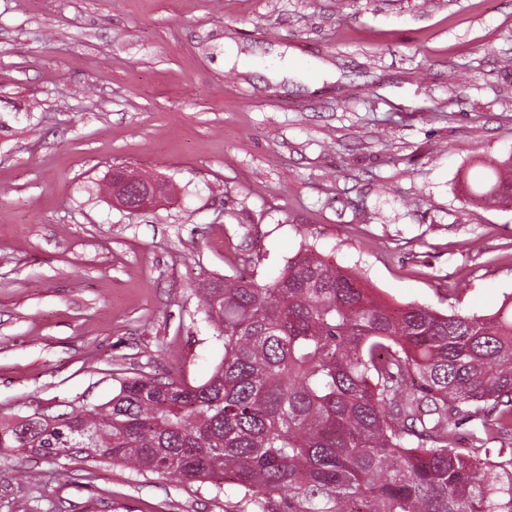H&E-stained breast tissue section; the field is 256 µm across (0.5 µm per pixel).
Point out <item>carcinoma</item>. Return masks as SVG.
<instances>
[{"label":"carcinoma","mask_w":512,"mask_h":512,"mask_svg":"<svg viewBox=\"0 0 512 512\" xmlns=\"http://www.w3.org/2000/svg\"><path fill=\"white\" fill-rule=\"evenodd\" d=\"M481 204L512 201V156ZM224 357L198 386L0 417V450L235 487L232 512H512V297L489 314L378 298L306 253L269 284L207 277Z\"/></svg>","instance_id":"cac0c4a2"}]
</instances>
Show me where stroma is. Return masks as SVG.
I'll list each match as a JSON object with an SVG mask.
<instances>
[{"label":"stroma","mask_w":512,"mask_h":512,"mask_svg":"<svg viewBox=\"0 0 512 512\" xmlns=\"http://www.w3.org/2000/svg\"><path fill=\"white\" fill-rule=\"evenodd\" d=\"M287 62L288 74L268 70ZM512 0H0V416L204 383L209 276L309 251L396 305L512 296ZM169 196L129 213L113 167ZM37 472L34 488L27 474ZM230 512L234 491L0 455V512ZM487 167L490 170L488 180L472 189L474 198L488 207L496 206L502 200L512 201V156L490 162ZM505 171L510 172V177L505 176Z\"/></svg>","instance_id":"1"}]
</instances>
